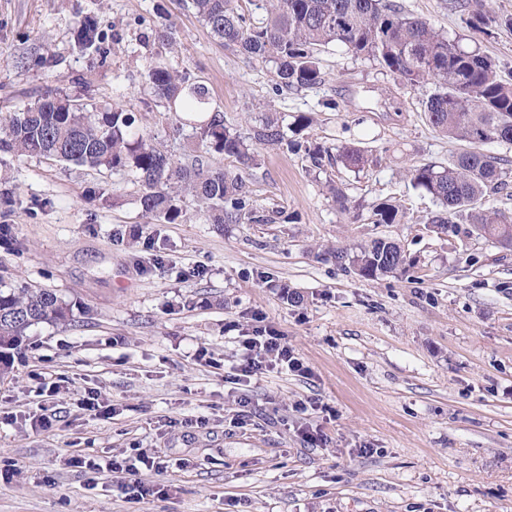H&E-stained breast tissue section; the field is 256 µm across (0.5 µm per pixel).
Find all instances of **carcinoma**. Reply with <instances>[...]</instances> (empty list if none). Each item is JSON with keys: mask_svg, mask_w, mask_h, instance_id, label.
Segmentation results:
<instances>
[{"mask_svg": "<svg viewBox=\"0 0 512 512\" xmlns=\"http://www.w3.org/2000/svg\"><path fill=\"white\" fill-rule=\"evenodd\" d=\"M266 16L255 24L235 0H189L190 8L224 46L261 62H272L277 90L311 88L323 81L319 52L340 45L355 57L369 59L403 84H431L423 101L429 123L444 136L463 141L469 149L446 165H424L410 170L414 187L439 201L431 218L446 230L464 211L470 232L512 248V215L483 208L488 192L508 186L509 160L487 154L491 142L512 144V75L503 78L492 60L467 51L432 25L409 15L396 0H266ZM454 7L466 14L467 27L482 31L500 22L469 0ZM97 21L86 16L73 29L80 50L97 47ZM147 82L165 102L176 130L192 129L195 146L207 154L233 156L243 168L255 164L253 145L300 150L303 143L285 137L278 119L266 116L244 133L212 106L208 87L187 74L170 70L161 60L147 67ZM194 113H207L202 121ZM0 152L15 157H43L93 171L130 169L140 185L139 204L144 217L176 222L182 203L191 199L211 224H232L249 209L239 173L211 167L202 156L183 163L135 126L134 113L116 105L87 110L67 97L46 94L14 112L0 113ZM349 167L366 162L364 152L351 145L339 148ZM398 210L377 206L373 223L393 224ZM336 262L351 263L359 275L371 279L392 273L406 262L400 244L375 239L352 255L346 248L331 251ZM69 312L56 293L46 288L0 284V374L10 369L9 350L20 346L29 329L41 323L67 321Z\"/></svg>", "mask_w": 512, "mask_h": 512, "instance_id": "cac0c4a2", "label": "carcinoma"}]
</instances>
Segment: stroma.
Wrapping results in <instances>:
<instances>
[{
  "label": "stroma",
  "mask_w": 512,
  "mask_h": 512,
  "mask_svg": "<svg viewBox=\"0 0 512 512\" xmlns=\"http://www.w3.org/2000/svg\"><path fill=\"white\" fill-rule=\"evenodd\" d=\"M399 2L512 73V28L472 31L448 0ZM87 15L101 41L82 52L72 31ZM157 57L239 127L311 114L310 149L258 146L243 171L252 213L224 226L191 201L154 223L123 170L0 153V280L69 309L0 376V512H512V248L463 217L453 234L429 223L440 207L408 170L468 148L426 120L432 85L336 45L321 85L282 92L273 64L225 48L183 0H0V112L47 92L117 103L182 153L188 132L147 84ZM346 144L363 167L341 161ZM382 202L398 223H374ZM377 238L409 267L366 279L330 257ZM265 326L307 376H238V337ZM92 397L114 414L83 410ZM142 452L163 469L130 475ZM75 454L119 469L70 467ZM136 480L153 495L119 492Z\"/></svg>",
  "instance_id": "stroma-1"
}]
</instances>
